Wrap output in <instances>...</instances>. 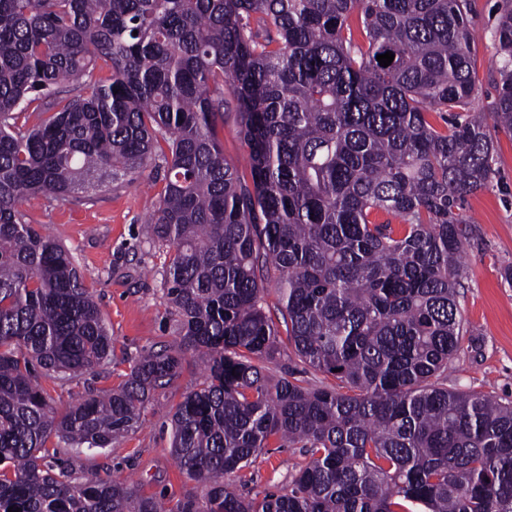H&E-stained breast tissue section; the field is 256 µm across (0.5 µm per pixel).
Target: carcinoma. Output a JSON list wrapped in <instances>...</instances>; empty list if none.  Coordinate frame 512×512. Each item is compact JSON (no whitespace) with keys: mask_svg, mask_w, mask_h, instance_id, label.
I'll return each mask as SVG.
<instances>
[{"mask_svg":"<svg viewBox=\"0 0 512 512\" xmlns=\"http://www.w3.org/2000/svg\"><path fill=\"white\" fill-rule=\"evenodd\" d=\"M492 37L484 110L469 0H0V512H512V403L438 383L463 332L461 205L512 132V0ZM231 106L250 184L218 137ZM150 167L179 342L60 411L40 377L102 366L112 335L22 204ZM285 341L338 385L270 383ZM189 352L205 382L172 407L170 451L203 498L167 509L48 460L53 438L80 454L134 431ZM272 439L309 461L286 492L238 494L225 476Z\"/></svg>","mask_w":512,"mask_h":512,"instance_id":"1","label":"carcinoma"}]
</instances>
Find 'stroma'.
<instances>
[{
	"instance_id": "1",
	"label": "stroma",
	"mask_w": 512,
	"mask_h": 512,
	"mask_svg": "<svg viewBox=\"0 0 512 512\" xmlns=\"http://www.w3.org/2000/svg\"><path fill=\"white\" fill-rule=\"evenodd\" d=\"M500 0H472L476 51L472 73L486 108L497 96L496 45L491 36ZM498 183L468 195L462 207L477 234L464 245L463 286L459 304L467 330L461 348L449 361L440 382L448 388L476 391L512 402V287L501 278L512 266V134L497 132ZM161 183L145 176L131 181L106 180L104 186L76 191L66 199H26L30 223L64 244L79 265L86 288L93 293L112 333V356L94 373L73 381L43 379L57 407H66L86 388L118 386L141 352L177 340L174 315L162 284L165 256L146 238L148 216L157 208ZM205 380L198 358L186 356L181 374L158 391L138 429L93 454L57 449L75 475L93 470L119 478L146 495L162 497L167 508L201 487L188 479L170 453L169 412L186 393ZM308 461L301 449L270 446L251 467L226 481L247 497L285 491Z\"/></svg>"
}]
</instances>
